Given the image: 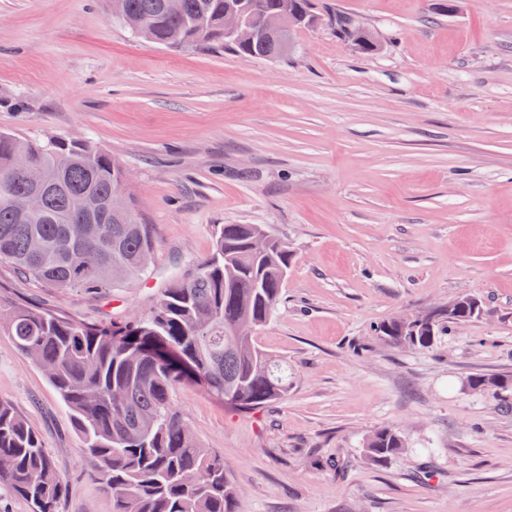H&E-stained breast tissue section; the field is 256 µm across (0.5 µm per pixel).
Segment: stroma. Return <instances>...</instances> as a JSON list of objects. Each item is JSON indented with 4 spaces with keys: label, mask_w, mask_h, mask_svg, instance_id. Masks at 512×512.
Masks as SVG:
<instances>
[{
    "label": "stroma",
    "mask_w": 512,
    "mask_h": 512,
    "mask_svg": "<svg viewBox=\"0 0 512 512\" xmlns=\"http://www.w3.org/2000/svg\"><path fill=\"white\" fill-rule=\"evenodd\" d=\"M320 24L284 59L167 48L108 0H0V130L88 141L131 174L149 274L93 297L50 294L0 263V293L85 322L149 312L222 224H264L293 257L258 342L288 364L285 400L238 410L173 394L224 457L240 512H512V0H313ZM376 32L357 53L324 19ZM481 297L437 346L397 349L383 321ZM0 400L66 479L60 512H115L68 409L0 334ZM393 426L407 449L363 453Z\"/></svg>",
    "instance_id": "1"
}]
</instances>
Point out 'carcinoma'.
I'll return each instance as SVG.
<instances>
[{"label": "carcinoma", "instance_id": "carcinoma-1", "mask_svg": "<svg viewBox=\"0 0 512 512\" xmlns=\"http://www.w3.org/2000/svg\"><path fill=\"white\" fill-rule=\"evenodd\" d=\"M288 1L306 14L311 0H251L255 17ZM237 0H112V19L139 14L151 40L170 47L224 46L253 58L288 57L273 39L224 38V11ZM336 34L350 41L352 18L328 16ZM43 170L44 204L19 214L10 196L30 190L16 171L19 159ZM123 164L87 141L24 139L0 131V263L49 291L81 289L109 294L148 272L154 251L151 226L141 221L131 197L112 205ZM94 195L100 208L79 214L74 202ZM259 224H224L209 256L188 277L173 278L154 308L120 324L81 322L27 302L0 299V333L33 354L70 411L116 512H238V493L224 457L202 447L171 400L184 383L240 410L263 408L288 396V365L267 354L256 336L237 337L245 323L257 331L273 318L292 262L288 243L274 237L256 252ZM448 315L430 324L378 326L397 348L428 349L443 333ZM405 443L394 427L367 440L366 457L383 465ZM21 495L31 512H59L66 483L28 421L0 401V487Z\"/></svg>", "mask_w": 512, "mask_h": 512}]
</instances>
